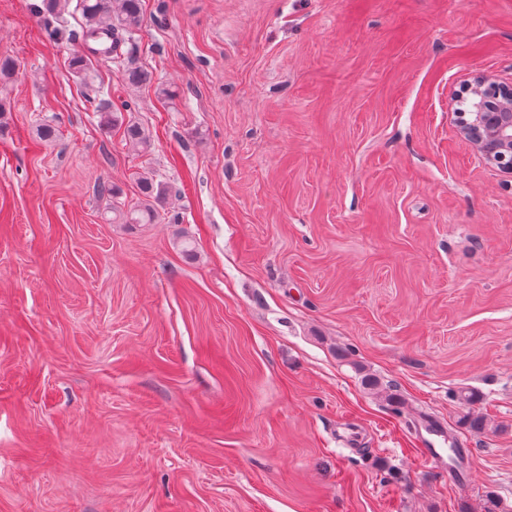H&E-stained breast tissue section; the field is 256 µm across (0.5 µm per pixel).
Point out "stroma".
I'll list each match as a JSON object with an SVG mask.
<instances>
[{
    "label": "stroma",
    "instance_id": "1",
    "mask_svg": "<svg viewBox=\"0 0 512 512\" xmlns=\"http://www.w3.org/2000/svg\"><path fill=\"white\" fill-rule=\"evenodd\" d=\"M33 2L0 0V512L512 506L511 178L455 100L512 81V0H144L120 62ZM143 166L161 221L113 223L95 184ZM123 111L131 112V108L126 102L121 103V109L119 107L110 108L108 105L103 106L101 110L98 109V112H101V125L121 133L124 142L138 153H148L151 142L145 129L134 117L129 116L126 119L122 114Z\"/></svg>",
    "mask_w": 512,
    "mask_h": 512
}]
</instances>
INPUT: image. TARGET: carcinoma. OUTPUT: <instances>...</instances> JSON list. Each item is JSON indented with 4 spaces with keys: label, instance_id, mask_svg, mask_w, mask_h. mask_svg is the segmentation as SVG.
Returning <instances> with one entry per match:
<instances>
[{
    "label": "carcinoma",
    "instance_id": "1",
    "mask_svg": "<svg viewBox=\"0 0 512 512\" xmlns=\"http://www.w3.org/2000/svg\"><path fill=\"white\" fill-rule=\"evenodd\" d=\"M82 35L84 40L101 42L111 39L112 55L119 56L121 47L135 40L136 32L144 22L142 0H78ZM125 81L134 87L150 81V74L141 67L124 69ZM131 111L129 104L121 107L103 106L100 123L107 129L121 133V138L133 150L146 154L151 142L142 125L133 117H124ZM140 195L135 200L121 199L119 189L107 181L97 183L95 192L106 200V208L112 210V221L119 224H152L160 218L158 202L170 192L168 186L156 181L155 174H137Z\"/></svg>",
    "mask_w": 512,
    "mask_h": 512
}]
</instances>
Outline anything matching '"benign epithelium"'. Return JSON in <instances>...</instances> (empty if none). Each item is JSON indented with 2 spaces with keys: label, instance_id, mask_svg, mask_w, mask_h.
I'll return each instance as SVG.
<instances>
[{
  "label": "benign epithelium",
  "instance_id": "benign-epithelium-1",
  "mask_svg": "<svg viewBox=\"0 0 512 512\" xmlns=\"http://www.w3.org/2000/svg\"><path fill=\"white\" fill-rule=\"evenodd\" d=\"M472 110L461 135L485 159L512 176V83L480 74L470 83Z\"/></svg>",
  "mask_w": 512,
  "mask_h": 512
}]
</instances>
